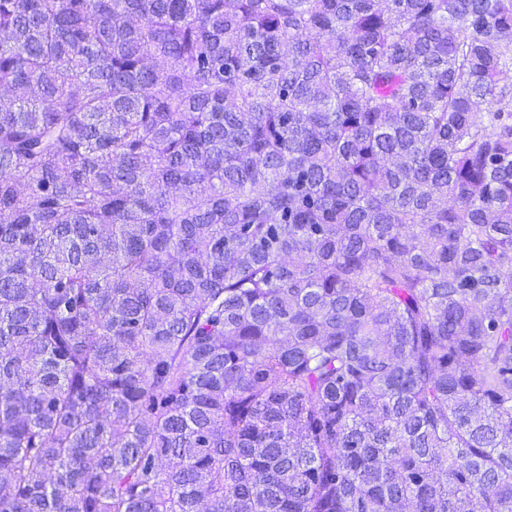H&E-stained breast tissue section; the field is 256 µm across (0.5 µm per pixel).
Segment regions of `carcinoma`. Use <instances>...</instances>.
I'll return each instance as SVG.
<instances>
[{
  "mask_svg": "<svg viewBox=\"0 0 512 512\" xmlns=\"http://www.w3.org/2000/svg\"><path fill=\"white\" fill-rule=\"evenodd\" d=\"M0 512H512V0H0Z\"/></svg>",
  "mask_w": 512,
  "mask_h": 512,
  "instance_id": "obj_1",
  "label": "carcinoma"
}]
</instances>
